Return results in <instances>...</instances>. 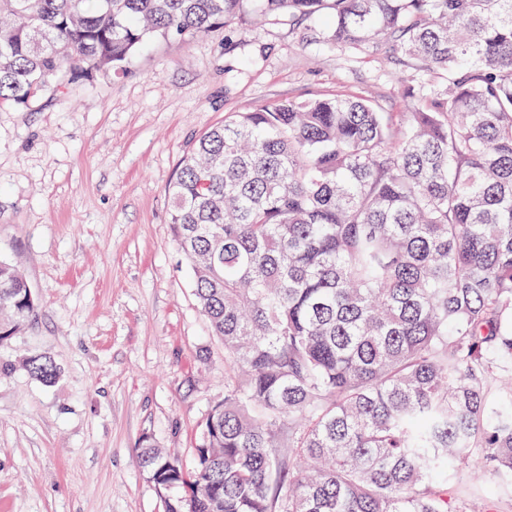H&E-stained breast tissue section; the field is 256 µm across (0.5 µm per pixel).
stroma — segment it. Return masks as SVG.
<instances>
[{
    "mask_svg": "<svg viewBox=\"0 0 512 512\" xmlns=\"http://www.w3.org/2000/svg\"><path fill=\"white\" fill-rule=\"evenodd\" d=\"M299 30L273 16L156 39L127 72L0 109V259L37 301L0 344V512H163L139 448L192 467L227 365L169 225L182 157L230 112L341 93L395 114L419 82L388 53L301 47ZM36 355L55 383L21 368ZM446 486L452 506L512 512L492 476L460 465ZM21 366L34 378L51 383L56 380L58 370L49 356H34L22 361Z\"/></svg>",
    "mask_w": 512,
    "mask_h": 512,
    "instance_id": "stroma-1",
    "label": "stroma"
}]
</instances>
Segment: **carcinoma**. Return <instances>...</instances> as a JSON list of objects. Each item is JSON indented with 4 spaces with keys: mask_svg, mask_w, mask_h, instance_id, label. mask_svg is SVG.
<instances>
[{
    "mask_svg": "<svg viewBox=\"0 0 512 512\" xmlns=\"http://www.w3.org/2000/svg\"><path fill=\"white\" fill-rule=\"evenodd\" d=\"M271 15L446 86L231 112L183 156L169 224L229 372L192 469L139 463L165 512H456L448 466L512 484V0H0V107ZM36 307L0 260V342Z\"/></svg>",
    "mask_w": 512,
    "mask_h": 512,
    "instance_id": "carcinoma-1",
    "label": "carcinoma"
}]
</instances>
